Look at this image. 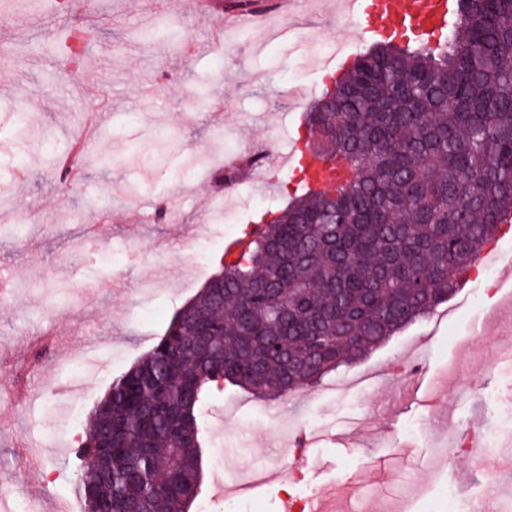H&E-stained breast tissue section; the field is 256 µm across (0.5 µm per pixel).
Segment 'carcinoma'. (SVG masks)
I'll list each match as a JSON object with an SVG mask.
<instances>
[{
    "mask_svg": "<svg viewBox=\"0 0 512 512\" xmlns=\"http://www.w3.org/2000/svg\"><path fill=\"white\" fill-rule=\"evenodd\" d=\"M444 46L379 42L306 114L348 170L256 224L247 252L113 381L75 448L84 512H189L202 409L277 399L431 314L512 216V0H460Z\"/></svg>",
    "mask_w": 512,
    "mask_h": 512,
    "instance_id": "carcinoma-1",
    "label": "carcinoma"
}]
</instances>
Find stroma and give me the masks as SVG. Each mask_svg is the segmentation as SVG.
I'll list each match as a JSON object with an SVG mask.
<instances>
[{
    "label": "stroma",
    "instance_id": "1",
    "mask_svg": "<svg viewBox=\"0 0 512 512\" xmlns=\"http://www.w3.org/2000/svg\"><path fill=\"white\" fill-rule=\"evenodd\" d=\"M66 11H43L26 0L0 18V116L28 101L29 118L17 133H0V196L12 201L13 223L0 226V272L9 277L0 298V379L25 387L26 396L0 393V512H36L69 504L83 512L75 492L79 462L72 438L112 380L144 355L172 314L191 299L217 267L192 265L183 236L205 231L216 240L239 236L264 212L279 213L303 186L296 173L271 172L274 188L239 179L231 184L192 180L186 167L207 168L218 150L266 142L285 151L304 131V116L322 95L320 70L336 62L322 50L327 38L345 49L364 50L356 11L345 0H312L292 40L271 37L288 25L271 13L266 25L242 31L221 11L200 14L195 0H181L177 36L156 34L145 44L138 32L169 19L166 0H95L93 8L67 0ZM81 25L95 37L82 63L53 48ZM111 113L112 123L88 127L92 109ZM224 114L223 122L211 119ZM48 135L45 154L34 131ZM91 153L74 166L69 184L56 178L57 161L78 142ZM182 186L179 212L159 217L170 190ZM206 224L195 227L200 209ZM145 222L128 221L131 210ZM104 225L103 236L85 234ZM125 255L126 272L114 287L96 284L106 274L92 253ZM498 294L485 316V340L512 347V278H498ZM472 323L426 316L400 330L341 375L384 370L397 356L424 346L419 380L424 396L405 395L397 376L381 379L370 404L325 393L323 383L304 387L303 403L289 410L283 400L261 402L225 388L208 408L210 449L203 461L201 498L215 491L218 454L246 461L274 479L253 495L247 512H284L291 487L277 472L292 459L290 429L319 435L306 448L311 468L299 485L306 495L350 488L348 512H387L407 487L429 482L434 465L430 441L416 429L434 417L452 415L459 434L470 424L500 428L512 405V366L489 363L472 344ZM464 358L480 389L449 405L455 386L446 369Z\"/></svg>",
    "mask_w": 512,
    "mask_h": 512
}]
</instances>
